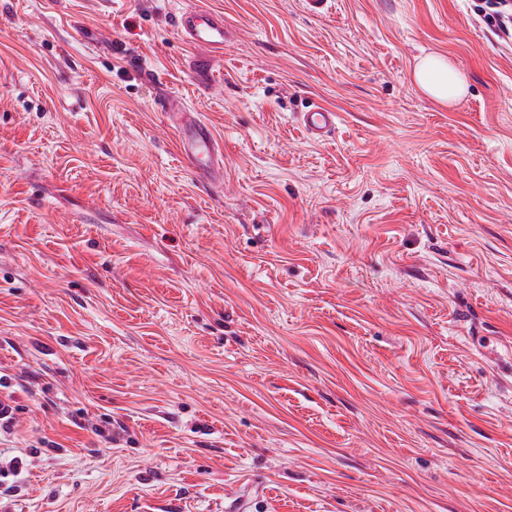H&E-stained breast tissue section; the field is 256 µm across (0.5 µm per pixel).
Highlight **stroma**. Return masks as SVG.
<instances>
[{
	"label": "stroma",
	"instance_id": "1",
	"mask_svg": "<svg viewBox=\"0 0 512 512\" xmlns=\"http://www.w3.org/2000/svg\"><path fill=\"white\" fill-rule=\"evenodd\" d=\"M0 376V512H512V41L472 0H0ZM175 26L183 42L198 51L193 59V67L199 76L213 68V53L224 49L228 31L224 18L207 9H194L182 12ZM419 88L434 99L452 104L466 92V83L448 58L433 55L421 60L414 69ZM300 123L314 141H325L336 130L337 113L315 105L300 114ZM187 116V114H183L180 119V127L185 132L179 145L182 158L199 180L211 184L219 183L224 179V172L220 165L222 161L221 146L206 121L190 119L191 121L183 124V120ZM201 154L207 157L205 163L200 162Z\"/></svg>",
	"mask_w": 512,
	"mask_h": 512
}]
</instances>
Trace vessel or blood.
<instances>
[{
  "mask_svg": "<svg viewBox=\"0 0 512 512\" xmlns=\"http://www.w3.org/2000/svg\"><path fill=\"white\" fill-rule=\"evenodd\" d=\"M175 26L187 45L194 48L196 55L193 67L198 75H206L213 67V55L223 49L228 38L224 19L207 9L182 12ZM300 123L312 140L321 142L330 138L337 124L336 112L316 105L302 112ZM184 137L179 149L185 164L199 180L216 184L224 173L221 169L222 149L215 139L210 125L194 119L183 126Z\"/></svg>",
  "mask_w": 512,
  "mask_h": 512,
  "instance_id": "vessel-or-blood-1",
  "label": "vessel or blood"
}]
</instances>
